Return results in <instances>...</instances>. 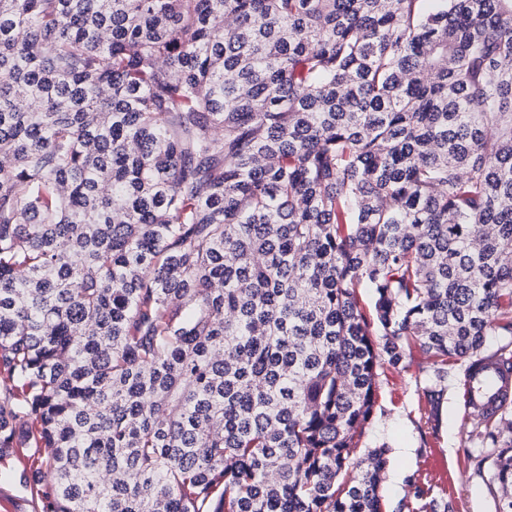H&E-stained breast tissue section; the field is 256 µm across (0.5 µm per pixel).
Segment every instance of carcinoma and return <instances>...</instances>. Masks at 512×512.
I'll list each match as a JSON object with an SVG mask.
<instances>
[{
    "label": "carcinoma",
    "instance_id": "1",
    "mask_svg": "<svg viewBox=\"0 0 512 512\" xmlns=\"http://www.w3.org/2000/svg\"><path fill=\"white\" fill-rule=\"evenodd\" d=\"M426 2L0 0V463L42 512H382L380 372L426 356L433 430L455 370L512 381V0ZM464 407L512 512V401Z\"/></svg>",
    "mask_w": 512,
    "mask_h": 512
}]
</instances>
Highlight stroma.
I'll return each instance as SVG.
<instances>
[{"mask_svg":"<svg viewBox=\"0 0 512 512\" xmlns=\"http://www.w3.org/2000/svg\"><path fill=\"white\" fill-rule=\"evenodd\" d=\"M424 377L417 368L390 371L379 381L374 417L362 445L366 448L388 443L392 450L388 473L397 482L381 484L382 512H400L402 501L413 498L411 479H421L429 496L453 498L459 512H496L495 501L482 479L469 466L463 446V386L460 377L448 381L441 404L438 429H430L422 418L421 389ZM409 449L401 458L399 449ZM24 458L0 463V512H36V505L19 486L18 476L26 467Z\"/></svg>","mask_w":512,"mask_h":512,"instance_id":"stroma-1","label":"stroma"}]
</instances>
